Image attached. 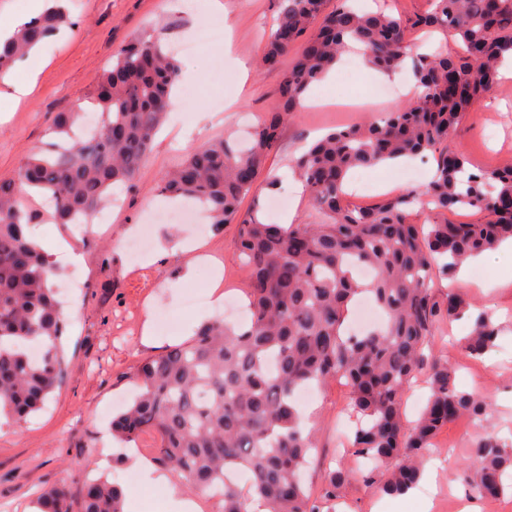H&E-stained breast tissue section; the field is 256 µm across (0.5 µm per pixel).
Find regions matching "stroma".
Masks as SVG:
<instances>
[{
  "label": "stroma",
  "instance_id": "stroma-1",
  "mask_svg": "<svg viewBox=\"0 0 512 512\" xmlns=\"http://www.w3.org/2000/svg\"><path fill=\"white\" fill-rule=\"evenodd\" d=\"M222 10L199 14L197 0H72L73 27L44 43L26 65L15 67L18 79L35 78L32 93L0 119V180L16 177L29 154L52 140L57 113L84 112L91 104L95 81L112 61L114 52L131 40L161 31L166 47L195 37L202 17L224 28L223 42L193 56L180 57V76L174 98L183 100L180 114L167 119L144 160L134 188L125 190L120 208L106 223L91 225L88 233L72 226L45 223L35 229L42 243L66 241L83 256L72 264L68 254H55L60 278L78 270L83 285L64 311L71 320L62 341L63 377L45 408L22 425L0 420V512H34L37 496L56 486L79 496L85 481L105 478L122 484L125 512H172L169 496L142 479L139 449L153 447L150 437L130 445L113 439L112 418L135 393L132 375L137 364L161 354L170 345L192 336L201 309L186 308L191 293L210 290L211 270L198 265L192 279L182 277L180 243L198 239L224 267V293L244 298L248 274L237 247V227L201 233L159 224L151 250L155 264L132 262L123 250L129 230L142 224L147 212L160 207V178L191 151L237 131L238 113L255 120L281 110V81L296 56L288 51L272 67L261 64L263 45L276 15V0H221ZM380 81L364 63L340 64L335 77L316 84L312 95L323 105L300 109L288 122L265 167L282 175L281 194L290 199L295 223L310 221L313 208L306 193L296 192L288 165L306 139L325 130L371 120L368 112L349 106L372 100ZM449 150L464 152L471 167L486 170L512 166V79H499L465 113L448 139ZM434 168L432 158L404 167L360 170V191L348 201L368 207L386 191L424 186ZM504 257L479 263V275L457 281V290L494 313L500 327L498 351L475 358L461 342L466 324L442 326L435 339V355L447 358L457 387L475 391L495 405L496 424L512 437V283L499 284L507 265ZM155 324L153 345L142 343L145 323ZM349 390L339 383L316 390L302 413L319 436V455L307 468V483L320 491L329 464L342 455L337 433L349 424ZM473 439L467 420L449 423L438 436L445 450L439 458L435 483L420 481L415 496L404 500L401 512H460L470 493L462 479ZM139 475L138 485L124 482ZM391 499L352 476L340 492L336 512H386Z\"/></svg>",
  "mask_w": 512,
  "mask_h": 512
}]
</instances>
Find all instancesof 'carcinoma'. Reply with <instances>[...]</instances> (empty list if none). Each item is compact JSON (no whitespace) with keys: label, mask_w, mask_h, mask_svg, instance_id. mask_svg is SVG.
I'll return each instance as SVG.
<instances>
[{"label":"carcinoma","mask_w":512,"mask_h":512,"mask_svg":"<svg viewBox=\"0 0 512 512\" xmlns=\"http://www.w3.org/2000/svg\"><path fill=\"white\" fill-rule=\"evenodd\" d=\"M262 62L274 66L295 42L306 46L283 78V111L272 112L251 132L252 147L228 139L192 152L164 173L161 193L206 205L211 223L235 221L255 171L295 117L307 90L351 47L374 66L396 72L411 67L418 92L379 121L331 129L292 160L316 210L306 224H266L255 217L237 225L249 273L246 324L214 320L192 338L144 361L140 389L112 420V431L131 442L157 443L154 462L179 474L195 494L224 486V512H322L335 502L349 472L325 475L320 497L304 484V468L319 447L294 401L304 386L337 379L350 391L357 417L344 442L365 461L363 481L397 496L420 480L423 461L437 451L436 437L466 419L480 435L470 451L472 496L504 494L512 471V438L492 427L493 404L459 390L448 361L433 353L440 323L471 321L465 350L481 357L500 334L491 312L450 293L440 302L436 275L453 278L466 259L512 238V167L477 171L448 138L483 90L496 82L512 56V0H432L413 20L383 10L359 12L341 0H278ZM73 26L56 4L0 42V71L11 68L45 39ZM440 31L456 48L418 53L409 29ZM180 74L161 38L136 39L112 58L98 78L93 103L103 122L96 137L58 141L32 152L17 178L0 181V414L16 424L38 411L59 386V342L67 326L55 297L56 268L28 234L33 224L88 223L113 187L132 186L170 107ZM78 112H60L57 136L70 132ZM260 144L263 149L256 151ZM433 156L430 182L389 195L366 208L344 203L345 181L356 168L401 157ZM53 200L50 215L30 205V191ZM446 215L481 214L475 223L435 220L413 224L417 208ZM368 267L369 280L352 267ZM360 294L381 309L382 324L362 335L343 330L348 305ZM38 345L39 361L27 347ZM425 371L429 397L420 419L402 414L411 379ZM38 512H122V491L105 479L86 484L75 500L64 486L44 492Z\"/></svg>","instance_id":"cac0c4a2"}]
</instances>
